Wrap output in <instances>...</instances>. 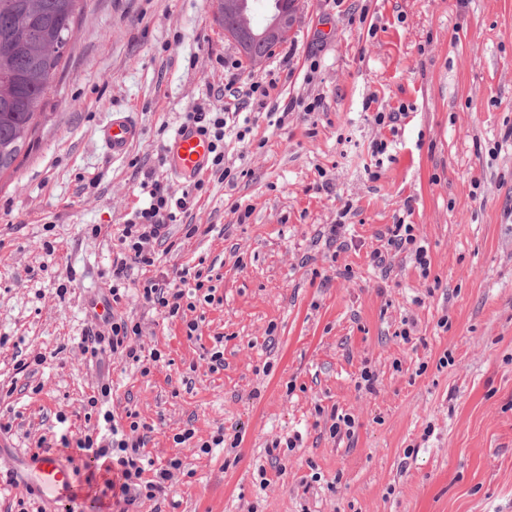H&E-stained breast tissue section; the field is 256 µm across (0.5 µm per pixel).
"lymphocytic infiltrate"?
Wrapping results in <instances>:
<instances>
[{"instance_id":"1","label":"lymphocytic infiltrate","mask_w":512,"mask_h":512,"mask_svg":"<svg viewBox=\"0 0 512 512\" xmlns=\"http://www.w3.org/2000/svg\"><path fill=\"white\" fill-rule=\"evenodd\" d=\"M268 95L269 87L261 80L251 82L244 93L228 84L224 87V106H199L187 113L188 124L198 127L209 139L210 171L225 179L231 177L232 170L224 162L226 139L230 136L240 141L245 139L247 130L238 124L241 109L247 101L259 102ZM205 186V179H195L191 190L178 197L152 176H145L141 181L140 188L147 194L148 202L131 212L118 232L120 256L112 262L109 287L114 304H121L125 298L130 272L134 269L144 275L139 290L141 299L159 309L164 318H184L186 311L195 310L197 303L214 302L215 289L207 285L202 270L183 268L166 272L160 267L161 256L173 247L169 225L187 215L198 192ZM390 251L411 252L422 275H429L428 249L419 239L415 225L400 221L389 227L385 250L376 249L370 254L372 265H385L386 254ZM107 324V332L85 338L84 353L94 358L110 354L135 363L145 357L154 362L160 360L159 352H144L136 343L135 338L141 333L138 324L118 313L111 315ZM111 394V385L104 383L87 400L88 406L97 410L99 438L88 435L73 441L64 435L59 444L68 452L66 460L74 475L83 476L85 485L94 488L97 500L128 506L144 499L154 500L165 494L182 462L180 458L172 457L164 464H155L144 451L147 443L144 422L134 412L127 413L125 421L116 420L106 407Z\"/></svg>"}]
</instances>
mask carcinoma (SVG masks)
<instances>
[{
    "instance_id": "cac0c4a2",
    "label": "carcinoma",
    "mask_w": 512,
    "mask_h": 512,
    "mask_svg": "<svg viewBox=\"0 0 512 512\" xmlns=\"http://www.w3.org/2000/svg\"><path fill=\"white\" fill-rule=\"evenodd\" d=\"M82 0H0V173L18 159L43 112Z\"/></svg>"
}]
</instances>
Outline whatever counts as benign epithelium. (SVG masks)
Wrapping results in <instances>:
<instances>
[{
	"instance_id": "7a95c632",
	"label": "benign epithelium",
	"mask_w": 512,
	"mask_h": 512,
	"mask_svg": "<svg viewBox=\"0 0 512 512\" xmlns=\"http://www.w3.org/2000/svg\"><path fill=\"white\" fill-rule=\"evenodd\" d=\"M245 10V0H224V14H215V19L243 57L258 64L263 61L261 50L278 45L294 30L300 15V0H274L267 22L259 29L241 20Z\"/></svg>"
}]
</instances>
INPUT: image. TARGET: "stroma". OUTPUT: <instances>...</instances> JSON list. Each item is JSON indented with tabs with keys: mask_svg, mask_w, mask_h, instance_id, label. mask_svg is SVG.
<instances>
[{
	"mask_svg": "<svg viewBox=\"0 0 512 512\" xmlns=\"http://www.w3.org/2000/svg\"><path fill=\"white\" fill-rule=\"evenodd\" d=\"M301 3L288 40L254 68L211 0H85L35 131L0 173V420L11 425L0 471L15 479L0 512L20 499L46 512L20 456L91 432L86 400L101 383L115 416L150 426L146 453L185 467L134 512H512V0ZM232 76L276 80L268 105L316 108L252 114L225 157L247 177L210 176L172 226L162 268H210L217 302L198 305L190 340L181 320L130 296L120 311L162 360L86 359L140 181L151 171L189 190L162 164L165 147L186 112L223 104ZM401 108L393 129L365 116ZM116 109L142 129L117 159L96 134ZM408 202L430 274L393 252L385 277L369 255ZM235 203L250 208L245 223ZM338 223L354 244L335 252L319 233ZM190 224L215 230L190 237ZM365 368L371 393L357 387ZM335 412L354 418L353 437H331ZM186 428L193 438L175 443ZM220 431L241 435L235 452H200ZM295 434L299 447L270 463L271 442Z\"/></svg>",
	"mask_w": 512,
	"mask_h": 512,
	"instance_id": "1",
	"label": "stroma"
}]
</instances>
